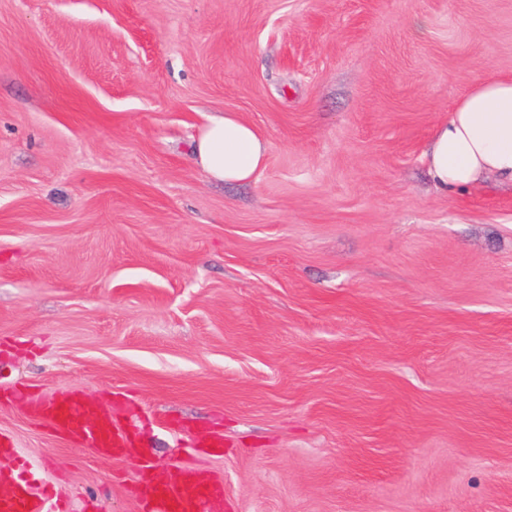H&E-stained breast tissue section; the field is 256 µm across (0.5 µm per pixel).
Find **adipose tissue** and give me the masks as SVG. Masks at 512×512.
<instances>
[{
  "label": "adipose tissue",
  "mask_w": 512,
  "mask_h": 512,
  "mask_svg": "<svg viewBox=\"0 0 512 512\" xmlns=\"http://www.w3.org/2000/svg\"><path fill=\"white\" fill-rule=\"evenodd\" d=\"M192 153L209 180L249 183L266 167L268 143L254 124L226 112L200 127ZM423 157L437 190L491 181L512 188V77L477 80L436 126Z\"/></svg>",
  "instance_id": "adipose-tissue-1"
}]
</instances>
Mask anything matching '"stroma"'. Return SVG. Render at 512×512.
Listing matches in <instances>:
<instances>
[{"instance_id":"obj_1","label":"stroma","mask_w":512,"mask_h":512,"mask_svg":"<svg viewBox=\"0 0 512 512\" xmlns=\"http://www.w3.org/2000/svg\"><path fill=\"white\" fill-rule=\"evenodd\" d=\"M488 76L512 0H0V432L70 512L140 473L12 390L112 408L224 512H512V190L423 161ZM224 112L255 182L194 163ZM192 153L202 173L221 183H249L265 169L268 142L236 112L210 118L192 138Z\"/></svg>"}]
</instances>
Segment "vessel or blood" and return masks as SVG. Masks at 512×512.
Masks as SVG:
<instances>
[{
  "label": "vessel or blood",
  "instance_id": "obj_1",
  "mask_svg": "<svg viewBox=\"0 0 512 512\" xmlns=\"http://www.w3.org/2000/svg\"><path fill=\"white\" fill-rule=\"evenodd\" d=\"M31 409L54 435L88 445L109 459L141 463L142 512H222L223 483L202 482L188 468L152 464L147 438L117 422L110 409L77 393L38 399ZM0 461L9 465L5 475L9 487L0 491V512H67L65 497L41 481L1 433Z\"/></svg>",
  "mask_w": 512,
  "mask_h": 512
}]
</instances>
